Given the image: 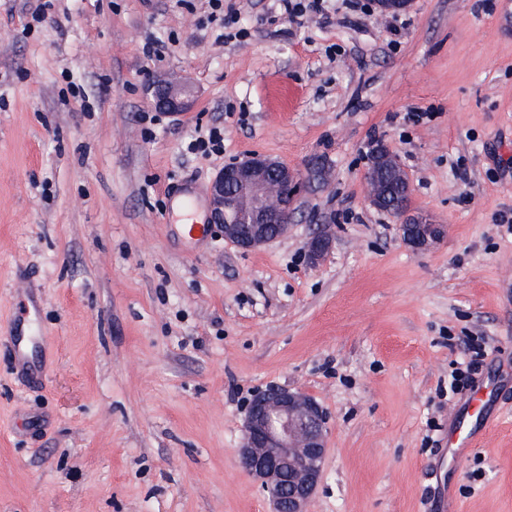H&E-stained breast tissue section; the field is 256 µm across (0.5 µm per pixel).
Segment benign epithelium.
I'll use <instances>...</instances> for the list:
<instances>
[{"instance_id":"7a95c632","label":"benign epithelium","mask_w":512,"mask_h":512,"mask_svg":"<svg viewBox=\"0 0 512 512\" xmlns=\"http://www.w3.org/2000/svg\"><path fill=\"white\" fill-rule=\"evenodd\" d=\"M195 91L187 82L157 86L155 106L179 113L193 104ZM372 192L370 204L387 209L379 191L378 176L366 173ZM304 181L294 169L267 157H253L231 164L217 173L209 187V219L224 240L243 251L254 250L288 235L294 208L272 205L269 199L283 193L296 200ZM403 243L423 252L444 234V225L409 214L402 206L394 210ZM325 235L311 237L305 251L317 263L331 248ZM328 417L312 397L298 390L269 386L249 399L243 434L237 449L241 464L266 495L271 512H307V505L323 478Z\"/></svg>"}]
</instances>
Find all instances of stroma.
I'll return each mask as SVG.
<instances>
[{
	"label": "stroma",
	"instance_id": "1",
	"mask_svg": "<svg viewBox=\"0 0 512 512\" xmlns=\"http://www.w3.org/2000/svg\"><path fill=\"white\" fill-rule=\"evenodd\" d=\"M326 4L238 0L224 42L209 0H0V512H269L237 449L270 384L331 417L308 512H512V0H412L395 37ZM213 127L223 155L188 153ZM377 141L446 227L427 251L368 203ZM254 154L326 166L288 236L188 233L174 200L206 213ZM283 13L291 18H297L309 13L314 15L323 16L324 13V0H278ZM194 96V88L187 81L165 82L157 85L154 103L160 110L179 113L192 106Z\"/></svg>",
	"mask_w": 512,
	"mask_h": 512
}]
</instances>
